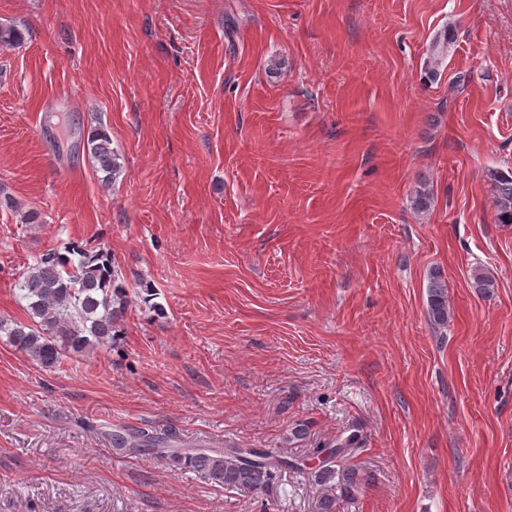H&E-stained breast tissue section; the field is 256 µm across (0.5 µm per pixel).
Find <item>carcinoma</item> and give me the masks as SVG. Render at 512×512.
<instances>
[{
  "label": "carcinoma",
  "mask_w": 512,
  "mask_h": 512,
  "mask_svg": "<svg viewBox=\"0 0 512 512\" xmlns=\"http://www.w3.org/2000/svg\"><path fill=\"white\" fill-rule=\"evenodd\" d=\"M22 32L15 26H0V46L22 43ZM449 39L435 37L428 64L437 67L446 55ZM87 148L102 182L115 184L122 176L121 155L112 147V139L104 127L93 129ZM495 216L500 224H512V171L493 170L489 174ZM77 260L49 251L27 267L18 283L21 298L26 300L28 322L9 323L0 319V332H6L10 343L20 352L51 369L66 357H79L95 348L109 346L120 335L128 308V290L112 253L105 248L85 250L71 248ZM471 287L484 296L496 288V281L476 269L471 274ZM427 315L434 331H445L452 319L448 301V285L438 271L430 273L427 284ZM113 451L167 456L176 464L201 474L226 489L259 490L267 487L282 471H302L300 457L286 452L264 449L255 451L234 443L222 448L191 446L169 430L163 434L144 430L123 429L110 433ZM364 447L359 427L336 438L322 448L314 449L327 459L312 468L311 477L318 485L333 480L347 498L354 497L360 477L358 469L347 465Z\"/></svg>",
  "instance_id": "1"
}]
</instances>
